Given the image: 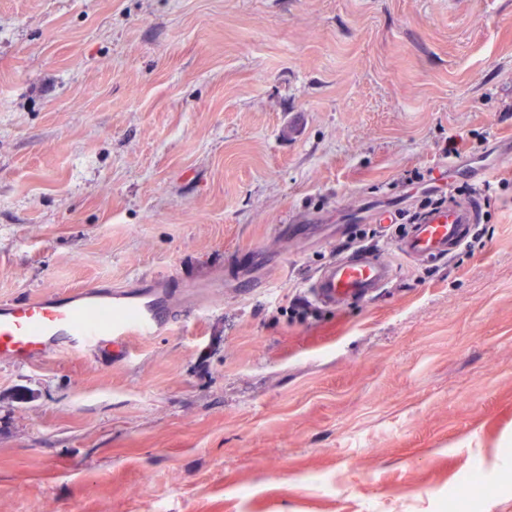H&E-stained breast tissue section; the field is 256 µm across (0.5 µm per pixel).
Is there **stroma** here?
<instances>
[{"label":"stroma","mask_w":512,"mask_h":512,"mask_svg":"<svg viewBox=\"0 0 512 512\" xmlns=\"http://www.w3.org/2000/svg\"><path fill=\"white\" fill-rule=\"evenodd\" d=\"M468 168L481 245L407 263L401 178ZM360 232L394 279L309 303ZM214 272L0 363V512H512V0H0V301Z\"/></svg>","instance_id":"1"}]
</instances>
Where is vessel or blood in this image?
<instances>
[{"mask_svg": "<svg viewBox=\"0 0 512 512\" xmlns=\"http://www.w3.org/2000/svg\"><path fill=\"white\" fill-rule=\"evenodd\" d=\"M475 201L429 209L396 233L393 245L411 263L447 258L479 221ZM395 275L392 265L370 249L325 264L309 281L307 298L339 309L369 301ZM173 283L165 276L142 281L137 289L63 290L25 302H0V360L30 365L73 349L112 348L122 352L134 336H153L172 319Z\"/></svg>", "mask_w": 512, "mask_h": 512, "instance_id": "vessel-or-blood-1", "label": "vessel or blood"}]
</instances>
